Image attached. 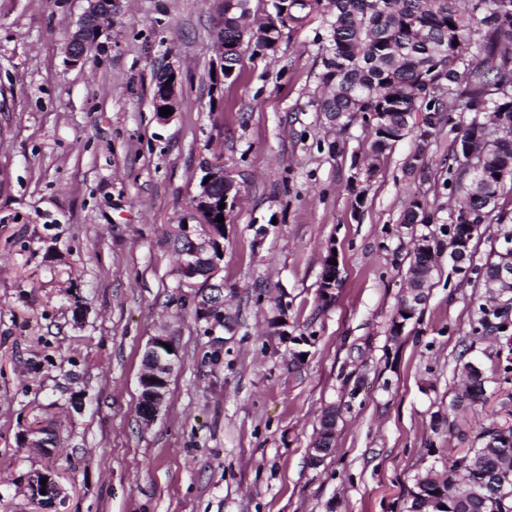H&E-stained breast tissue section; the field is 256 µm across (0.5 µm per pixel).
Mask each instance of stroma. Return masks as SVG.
<instances>
[{
    "mask_svg": "<svg viewBox=\"0 0 512 512\" xmlns=\"http://www.w3.org/2000/svg\"><path fill=\"white\" fill-rule=\"evenodd\" d=\"M87 7L0 0V512H407L418 473L512 418V350L477 324L475 269L499 248L497 225H481L472 270L441 260L427 302L391 332L415 241L440 231L403 214L415 199L452 213L449 146L467 113L444 112L427 177L405 166L409 136L366 186L362 121L342 129L318 107L321 8L276 54L245 48L230 83L214 51L224 0H117L72 68L64 47ZM169 70L179 107L162 121L152 98ZM217 161L240 191L218 273L234 330L213 364L169 240L182 223L199 232L192 200ZM154 336L175 337L180 362L147 427ZM464 359L484 369L486 398L452 435ZM332 406L334 452L317 467ZM43 428L54 454L25 445ZM46 470L63 503L29 499V475Z\"/></svg>",
    "mask_w": 512,
    "mask_h": 512,
    "instance_id": "1",
    "label": "stroma"
}]
</instances>
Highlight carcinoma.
I'll return each mask as SVG.
<instances>
[{
	"mask_svg": "<svg viewBox=\"0 0 512 512\" xmlns=\"http://www.w3.org/2000/svg\"><path fill=\"white\" fill-rule=\"evenodd\" d=\"M251 0H224V49L235 68L243 66V44L265 39L280 42L286 21L311 0H272L256 38L244 39L243 19ZM326 38L322 45V80L328 93L319 111L340 127L361 116L369 140L371 177L376 161L386 157L403 138L415 134L426 145L436 135L432 113L444 111L446 98L461 102L471 114L460 136L451 143L456 167L449 180L460 191L448 229L449 239H464L465 261L472 260L471 243L486 221L512 224V212L497 209L506 183H512V0H329ZM481 35L478 54L467 52L471 36ZM423 127L410 125L415 113ZM385 114L379 124L374 116ZM439 209L414 201L404 224H437ZM483 332L512 341L508 311L495 304L478 307ZM464 391L448 408L452 416L484 399V374L464 365ZM476 447L452 458L443 469L429 468L415 478L408 512H512V424L492 421L479 427Z\"/></svg>",
	"mask_w": 512,
	"mask_h": 512,
	"instance_id": "1",
	"label": "carcinoma"
}]
</instances>
